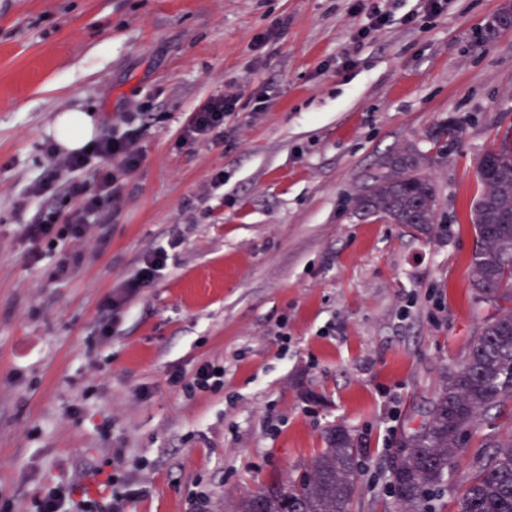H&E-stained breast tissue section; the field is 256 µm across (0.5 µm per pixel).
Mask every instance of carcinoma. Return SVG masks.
<instances>
[{
	"label": "carcinoma",
	"instance_id": "obj_1",
	"mask_svg": "<svg viewBox=\"0 0 512 512\" xmlns=\"http://www.w3.org/2000/svg\"><path fill=\"white\" fill-rule=\"evenodd\" d=\"M511 26L512 10L502 11L488 23V36ZM477 177L480 192L468 216L478 238L471 288L476 300L496 305L498 312L470 337L465 359L448 373L427 416L404 436L390 485L395 512H443L448 492L456 512H512V437L482 449L467 483L448 489V476L464 452L461 437L476 430L481 414L512 399L511 127L480 157ZM356 210L426 238L440 231L436 187L421 171V156L413 153L389 159L357 197ZM357 452L344 428H331L305 475L244 495L234 512H349Z\"/></svg>",
	"mask_w": 512,
	"mask_h": 512
}]
</instances>
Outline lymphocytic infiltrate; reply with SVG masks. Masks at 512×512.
<instances>
[{
	"label": "lymphocytic infiltrate",
	"instance_id": "1",
	"mask_svg": "<svg viewBox=\"0 0 512 512\" xmlns=\"http://www.w3.org/2000/svg\"><path fill=\"white\" fill-rule=\"evenodd\" d=\"M237 104V97L231 95L209 99L191 113L180 135L181 143L223 139L224 120L236 111ZM142 132L133 116L124 115L118 126L97 139L90 150L58 158V166L70 174L65 192L76 199L77 206L66 214L53 208L42 210L37 223L25 225L26 237L38 245L64 238L83 242L98 224L102 212L118 201L122 179L141 167ZM168 257L166 248L151 249L113 293L110 308L121 309L142 288L152 284L166 268ZM79 483L76 476L48 480L32 499L33 512H130L147 493L145 487L132 485L125 492L94 498L78 494Z\"/></svg>",
	"mask_w": 512,
	"mask_h": 512
}]
</instances>
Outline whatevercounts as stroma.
<instances>
[{
    "mask_svg": "<svg viewBox=\"0 0 512 512\" xmlns=\"http://www.w3.org/2000/svg\"><path fill=\"white\" fill-rule=\"evenodd\" d=\"M512 0H0V512H30L49 478L98 465L136 512H192L305 471L324 432L361 450L351 512H388L404 428L490 314L470 288L478 159L512 127ZM384 27L354 33L371 12ZM235 95L224 141L180 144L189 113ZM267 107L255 111L257 100ZM138 113L145 161L101 234L33 246L52 123L85 111L98 134ZM465 124L459 145L440 131ZM423 155L434 238L360 218L388 158ZM222 185H214L216 173ZM166 269L101 328L155 246ZM71 270L60 274L61 258ZM218 391L187 395L204 364ZM181 383H172V375ZM512 436V401L481 415L468 455Z\"/></svg>",
    "mask_w": 512,
    "mask_h": 512,
    "instance_id": "stroma-1",
    "label": "stroma"
}]
</instances>
